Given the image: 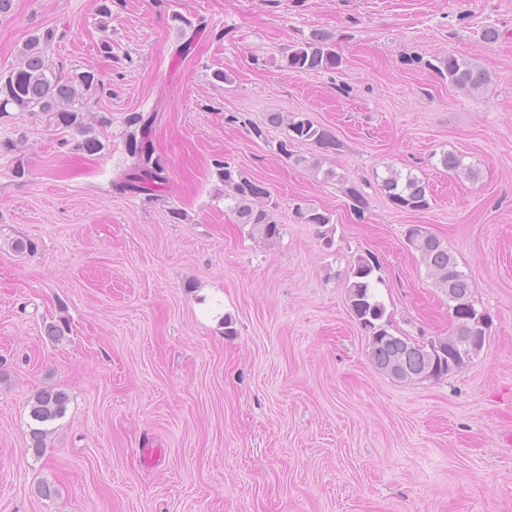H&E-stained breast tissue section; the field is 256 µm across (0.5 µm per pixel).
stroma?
Masks as SVG:
<instances>
[{
  "label": "stroma",
  "instance_id": "obj_1",
  "mask_svg": "<svg viewBox=\"0 0 512 512\" xmlns=\"http://www.w3.org/2000/svg\"><path fill=\"white\" fill-rule=\"evenodd\" d=\"M98 5L12 0L0 15V75L50 29L56 71L105 83L83 97L94 155L46 113L0 116V512H512V0H112L105 28ZM315 31L341 66L282 67ZM450 55L487 89L441 78ZM154 111L169 183L151 200L116 193L125 119ZM271 112L306 114L338 151L280 155L284 129L250 132ZM444 151L477 179L448 173ZM218 160L267 184L277 240L236 223ZM391 168L429 184L428 209L392 205ZM299 204L330 215L332 245ZM414 225L448 246L489 322L462 369L401 382L368 358L346 275L375 258L392 333L452 335L447 296L406 245ZM62 321L66 336H47ZM47 386L70 400L38 458L29 402ZM439 63L440 66L434 65V69L444 77L448 75V82L460 90L477 91L490 81L484 70L455 56L450 55Z\"/></svg>",
  "mask_w": 512,
  "mask_h": 512
}]
</instances>
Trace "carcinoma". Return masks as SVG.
<instances>
[{"instance_id":"obj_1","label":"carcinoma","mask_w":512,"mask_h":512,"mask_svg":"<svg viewBox=\"0 0 512 512\" xmlns=\"http://www.w3.org/2000/svg\"><path fill=\"white\" fill-rule=\"evenodd\" d=\"M53 37L54 32L46 31L31 38L25 45L20 65L0 78V115L11 110L46 112L53 117L57 126L86 135L78 147L87 153L97 154L104 149V144L90 134V127L83 119L80 100L86 92L103 90L104 82L93 71L80 72L67 78L53 72L45 56V47ZM282 60L285 68L295 72L333 71L341 65L331 36L323 32H314L309 38L289 47ZM433 69L448 77L450 84L467 92L477 91L490 81L484 70L451 55ZM158 120L157 112H133L127 118L126 123L135 127V131L126 138L129 164L114 181L115 191L140 193L149 198L166 186V164L154 155L149 142V135ZM267 121L272 126L285 128V137L279 141L277 149L287 158L292 157L291 146L296 142L310 141L326 151H335L339 146L330 132L301 113L284 116L280 112H272L268 114ZM439 164L459 177L468 180L477 178L476 170L455 152H442ZM215 169L224 185V198L232 201L229 209L238 222L250 225L267 241L277 239L280 228L273 219L271 192L267 186L244 176L224 161L215 162ZM380 187L397 209L419 211L430 206L428 185L410 170L405 173L388 170V175L381 179ZM295 217L304 224L322 228L320 235L325 245L333 244L334 228L330 227L328 214L314 207L298 206ZM406 240L410 249L419 254L435 287L448 295V308L455 319L456 330L451 336L430 340L427 347L413 353L407 352L411 339L390 332L384 305L376 299L373 273L378 268L377 262L358 256L347 275L349 306L368 336L369 359L386 375L390 374L389 368L396 362L406 364L411 370L430 366L432 355L429 348L438 347L446 353L454 348L457 339L471 334L474 320L480 317L483 323H488V317L475 306L473 282L458 269L457 261L448 247L420 227L407 230ZM68 402V393L54 387L39 390L31 399L27 444L35 456L40 458L44 455L51 434L49 424L64 416Z\"/></svg>"}]
</instances>
